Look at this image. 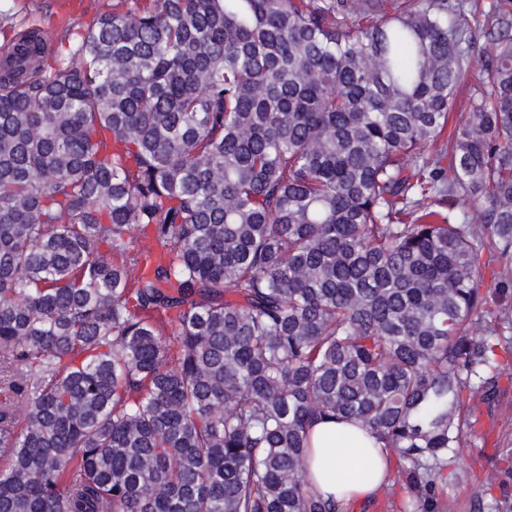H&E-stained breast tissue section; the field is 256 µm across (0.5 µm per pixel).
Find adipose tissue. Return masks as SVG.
Returning <instances> with one entry per match:
<instances>
[{
	"label": "adipose tissue",
	"instance_id": "ef3b65f1",
	"mask_svg": "<svg viewBox=\"0 0 512 512\" xmlns=\"http://www.w3.org/2000/svg\"><path fill=\"white\" fill-rule=\"evenodd\" d=\"M306 471L323 496L359 507L391 477L392 458L357 423L329 420L309 433Z\"/></svg>",
	"mask_w": 512,
	"mask_h": 512
}]
</instances>
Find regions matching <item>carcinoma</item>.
<instances>
[{"mask_svg":"<svg viewBox=\"0 0 512 512\" xmlns=\"http://www.w3.org/2000/svg\"><path fill=\"white\" fill-rule=\"evenodd\" d=\"M507 294L512 0H112L0 45V512H350L326 419L447 512ZM356 422L329 420L309 433L306 471L325 497L360 507L370 501L392 475V457Z\"/></svg>","mask_w":512,"mask_h":512,"instance_id":"obj_1","label":"carcinoma"}]
</instances>
